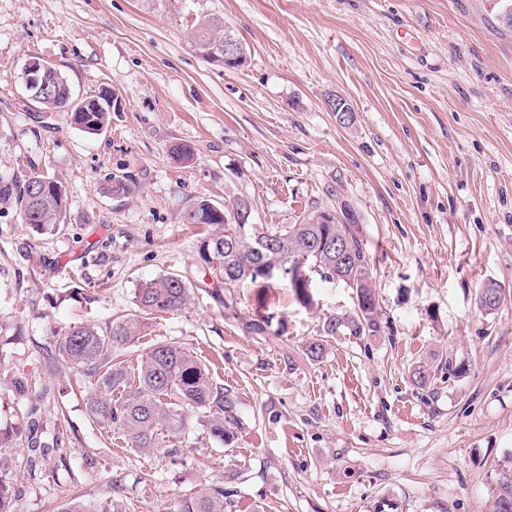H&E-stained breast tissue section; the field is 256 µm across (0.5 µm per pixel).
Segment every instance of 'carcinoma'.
Masks as SVG:
<instances>
[{
    "instance_id": "carcinoma-1",
    "label": "carcinoma",
    "mask_w": 512,
    "mask_h": 512,
    "mask_svg": "<svg viewBox=\"0 0 512 512\" xmlns=\"http://www.w3.org/2000/svg\"><path fill=\"white\" fill-rule=\"evenodd\" d=\"M198 44L204 55L224 57V22L209 17L199 24ZM70 82L64 74L51 80L40 105L50 112H64L72 102ZM85 111L71 113L72 123L82 131L97 134L110 123V112L102 96L86 98ZM44 174L0 175V205L16 209L23 224L41 231H52L63 223L66 214L65 187L53 177L55 186L43 187ZM230 207L209 216L214 229L199 243L203 269L224 280V287L238 288L250 283L268 288L272 282L284 283L304 306L311 301L304 289L293 286L288 271L267 277L261 269L280 257L307 256L324 280L344 281L336 265V236L349 235L351 249L347 271L357 284L359 303L350 314L325 317L320 337L309 341L304 354L315 360L325 351V339L339 332L352 336H379L385 325L379 312L372 284L369 252L360 231L357 215L354 224H314L307 218L299 224H233L226 221ZM486 300L478 305L486 312L502 303L501 288L489 282L480 288ZM190 299L189 286L179 277L166 275L149 280L138 288L136 311L104 327L77 326L54 341L52 368H68L88 379L94 394L87 398L90 419L123 434L128 447L137 452H154L161 447L162 431L183 428V413L206 414L211 438L227 445L240 428L237 402L231 390L215 383L209 367L190 348L174 343H158L129 365V348L141 337V314H174ZM437 367L420 365L412 373L416 388L426 390L436 379ZM493 512H512V460L497 469ZM172 512H224V487L214 486L175 500Z\"/></svg>"
}]
</instances>
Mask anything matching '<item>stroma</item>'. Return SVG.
<instances>
[{
  "instance_id": "stroma-1",
  "label": "stroma",
  "mask_w": 512,
  "mask_h": 512,
  "mask_svg": "<svg viewBox=\"0 0 512 512\" xmlns=\"http://www.w3.org/2000/svg\"><path fill=\"white\" fill-rule=\"evenodd\" d=\"M505 0H0V174L60 178L55 232L0 206V482L13 512L73 500L170 512L220 485L225 512H493L512 456V27ZM223 19L246 62L204 58L194 31ZM87 96L121 97L99 134L31 102L29 55ZM338 94L356 121L337 122ZM188 146L191 162L176 159ZM130 190L110 191L113 177ZM245 198L256 224H297L340 204L360 216L383 335L306 342L355 293L313 279L226 289L204 272L198 200ZM175 275L177 314L133 347H192L236 397L242 427L213 440L202 414L152 454L89 419L73 373L49 369L57 336L133 312L137 288ZM488 282L505 298L486 312ZM270 320L264 335L249 331ZM457 371L417 389L413 370ZM29 378L43 395L17 391ZM69 423L65 438L57 426ZM38 435L42 452L31 451ZM121 482L123 493L113 491Z\"/></svg>"
}]
</instances>
